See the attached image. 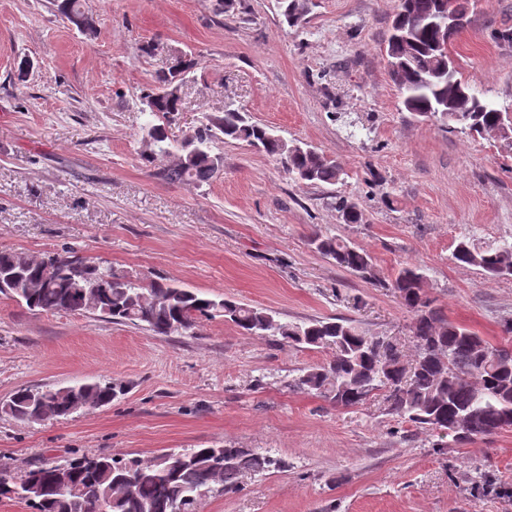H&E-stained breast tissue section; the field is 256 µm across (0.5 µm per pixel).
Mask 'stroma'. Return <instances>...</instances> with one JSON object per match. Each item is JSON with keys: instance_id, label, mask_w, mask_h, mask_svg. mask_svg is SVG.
<instances>
[{"instance_id": "stroma-1", "label": "stroma", "mask_w": 512, "mask_h": 512, "mask_svg": "<svg viewBox=\"0 0 512 512\" xmlns=\"http://www.w3.org/2000/svg\"><path fill=\"white\" fill-rule=\"evenodd\" d=\"M95 38L54 0H0V249L66 247L112 266L274 310L344 318L413 352V314L391 282L420 267L450 321L512 344V277L484 280L459 241L512 244V144L415 118L386 66L398 0H308L294 26L277 0H84ZM512 0H470L450 45L484 99L512 110ZM191 55L181 141L205 115L251 121L317 148L334 184L295 180L241 141H216L223 174L201 186L156 178L142 158L138 102L172 54ZM32 69L18 82L21 59ZM347 201L361 214L345 223ZM363 248L373 275L337 266L314 234ZM328 349L243 333L223 317L158 336L93 315L37 314L0 295V401L30 386L115 379L110 404L27 423L0 414V469L63 465L73 453L142 458L231 445L281 458L211 492L200 512H512V429L448 448L390 414L379 388L343 407L294 380Z\"/></svg>"}]
</instances>
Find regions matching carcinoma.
I'll return each mask as SVG.
<instances>
[{
    "label": "carcinoma",
    "instance_id": "carcinoma-1",
    "mask_svg": "<svg viewBox=\"0 0 512 512\" xmlns=\"http://www.w3.org/2000/svg\"><path fill=\"white\" fill-rule=\"evenodd\" d=\"M302 0H282L281 15L297 23ZM60 16L86 36L94 21L81 0H57ZM438 0H400L387 41L389 75L405 108L430 114L452 129L456 125L512 139L507 113L479 97L458 77L455 61L439 44L451 43L457 31L441 33L428 25ZM193 69L182 56L155 72V84L140 96L153 120L144 129L143 160L170 183L203 185L223 171L212 143L221 138L244 141L310 184H334L342 169L322 153L290 145L262 124L249 121L227 105L223 115L206 122L176 147L165 124L182 111L181 87ZM448 108L446 112L438 107ZM318 252L344 269L371 275L372 258L363 249L337 238L315 235ZM454 260L481 269L485 278L512 275V244L477 249L458 242ZM12 285L0 293L31 311L100 315L115 323L143 326L157 335L188 331L202 319L222 316L249 334L280 336L298 347L330 348L332 359L300 376L296 385L315 390L336 404H360L372 391L389 390V411L406 423L429 430L440 446L471 442L512 428V348L493 346L467 326L448 320L427 297L423 273L401 268L391 283L402 304L414 314L415 354L411 360L393 344L362 333L337 319L288 323L268 310L249 307L219 295L183 288L163 278L144 280L138 273L115 268L72 248L31 257L0 250V280ZM124 391L112 380L77 383L54 389L26 388L0 404L16 420L38 423L67 418L83 409L103 406ZM66 488H60L58 465L41 464L18 476L0 474V497L23 501L32 512H200L202 497L218 488L238 487L246 472L284 467L281 459L233 446L164 451L150 458L74 454L65 464Z\"/></svg>",
    "mask_w": 512,
    "mask_h": 512
}]
</instances>
